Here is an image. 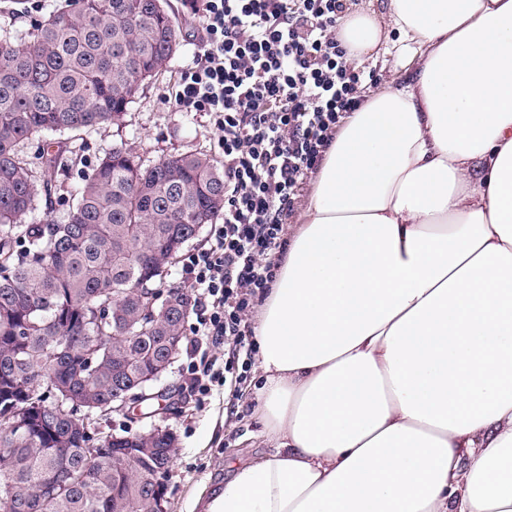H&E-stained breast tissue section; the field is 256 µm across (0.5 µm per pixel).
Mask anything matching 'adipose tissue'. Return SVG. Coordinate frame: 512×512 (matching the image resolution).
<instances>
[{
  "mask_svg": "<svg viewBox=\"0 0 512 512\" xmlns=\"http://www.w3.org/2000/svg\"><path fill=\"white\" fill-rule=\"evenodd\" d=\"M397 45L254 325L269 453L204 512H512V0H385Z\"/></svg>",
  "mask_w": 512,
  "mask_h": 512,
  "instance_id": "adipose-tissue-1",
  "label": "adipose tissue"
}]
</instances>
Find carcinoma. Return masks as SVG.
<instances>
[{
    "label": "carcinoma",
    "instance_id": "1",
    "mask_svg": "<svg viewBox=\"0 0 512 512\" xmlns=\"http://www.w3.org/2000/svg\"><path fill=\"white\" fill-rule=\"evenodd\" d=\"M166 0H64L38 23L0 40V411L23 413V432L0 427V512H154L152 472L95 458L90 432L57 406L67 389L93 415L115 392L138 388L184 335L189 297L144 327L145 286L197 228L224 209V173L203 153L143 166L125 146L104 152L60 224H39L81 133L122 118L145 81L168 66L178 26ZM64 136L37 168L19 158L36 137Z\"/></svg>",
    "mask_w": 512,
    "mask_h": 512
}]
</instances>
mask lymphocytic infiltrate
<instances>
[{"mask_svg": "<svg viewBox=\"0 0 512 512\" xmlns=\"http://www.w3.org/2000/svg\"><path fill=\"white\" fill-rule=\"evenodd\" d=\"M346 10V0H205L174 95L179 110L210 115L224 154V218L181 266L194 295L182 387L197 397L247 373L250 308L276 277L311 173L361 101L336 38Z\"/></svg>", "mask_w": 512, "mask_h": 512, "instance_id": "lymphocytic-infiltrate-1", "label": "lymphocytic infiltrate"}]
</instances>
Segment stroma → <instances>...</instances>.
Returning <instances> with one entry per match:
<instances>
[{
	"instance_id": "35a3bbf8",
	"label": "stroma",
	"mask_w": 512,
	"mask_h": 512,
	"mask_svg": "<svg viewBox=\"0 0 512 512\" xmlns=\"http://www.w3.org/2000/svg\"><path fill=\"white\" fill-rule=\"evenodd\" d=\"M50 0H0V37L27 30L39 19ZM179 25L180 47L167 69L145 83L139 96L117 123L87 132L81 159L56 181L53 203L41 210L45 222L62 223L68 201L82 183L83 174L118 144H126L145 166L174 154L202 152L215 161L223 156L218 135L208 113L182 112L174 105V92L180 71L198 48L199 21L193 18L188 0H168ZM181 363H174L167 377L170 391L164 409L154 420L112 416L103 423L104 431H143L157 422L173 430L176 453L167 481L169 512H191L202 493L227 475L229 462L247 461L264 452L263 424L257 412L260 385L257 368H250L246 381L215 386L204 400L182 393Z\"/></svg>"
}]
</instances>
